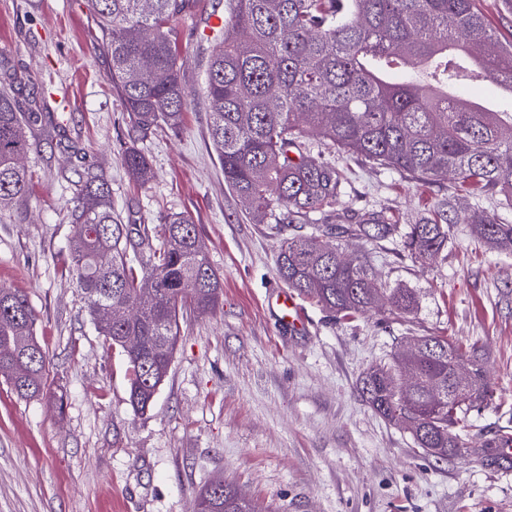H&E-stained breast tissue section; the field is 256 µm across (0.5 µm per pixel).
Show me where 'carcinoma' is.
Wrapping results in <instances>:
<instances>
[{
  "mask_svg": "<svg viewBox=\"0 0 512 512\" xmlns=\"http://www.w3.org/2000/svg\"><path fill=\"white\" fill-rule=\"evenodd\" d=\"M110 58L109 80L127 121L120 160L137 182L153 169L139 143L158 128H181L190 89L179 62L175 22L186 0H88ZM206 70L209 135L224 184L250 198L256 224L311 225L283 240L280 278L341 322L376 305L369 257L342 262L339 241L361 236L392 241L424 265L448 248L452 225L464 222L494 248L512 251V224L482 208L462 221L452 198L413 224L384 211L355 224H327L347 176L336 156L357 155L424 184L451 181L472 197L499 195L512 207V112H493L457 94L478 80L512 93V42L498 40L477 0H224V29ZM23 78H0V208L30 192L22 164L46 115L24 111ZM68 275L89 315L128 365L129 399L145 412L166 377L184 311L206 313L223 297L196 224L167 218L155 236L123 224L112 207L102 168L78 173ZM391 310L408 318L419 299L412 288H386ZM25 294L0 288V376L20 398L49 397L47 355L34 335ZM139 337L135 348L124 338ZM369 367L360 389L370 406L395 422L401 411L415 447L438 459L467 453L470 412L494 391L479 351L444 336ZM469 366L461 385L455 364ZM197 512H269L226 484L204 488Z\"/></svg>",
  "mask_w": 512,
  "mask_h": 512,
  "instance_id": "obj_1",
  "label": "carcinoma"
}]
</instances>
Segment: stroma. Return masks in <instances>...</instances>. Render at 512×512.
Returning <instances> with one entry per match:
<instances>
[{"mask_svg": "<svg viewBox=\"0 0 512 512\" xmlns=\"http://www.w3.org/2000/svg\"><path fill=\"white\" fill-rule=\"evenodd\" d=\"M224 0H191L177 27L193 95L180 131L142 144L152 181L133 183L121 161L124 111L87 0H0V70L24 79L19 101L50 113L25 161L27 201L0 210V287L27 295L63 412L23 400L0 379V512H196L216 479L270 512H512V462L495 441L512 434V252L487 246L467 225L430 264L383 244L376 287L414 289L410 319L386 303L350 323L300 299V325L275 305L277 273L294 224H255L224 183L202 95L214 15ZM101 165L122 223L161 232L167 215L192 218L223 279L222 304L188 313L153 407L129 402L127 364L93 325L69 278L67 215L83 162ZM345 193L332 223L367 209L400 222L448 197V183L421 185L347 159ZM445 336L484 355L494 389L472 411L467 453L437 459L363 400L365 368L400 346L406 329Z\"/></svg>", "mask_w": 512, "mask_h": 512, "instance_id": "stroma-1", "label": "stroma"}]
</instances>
